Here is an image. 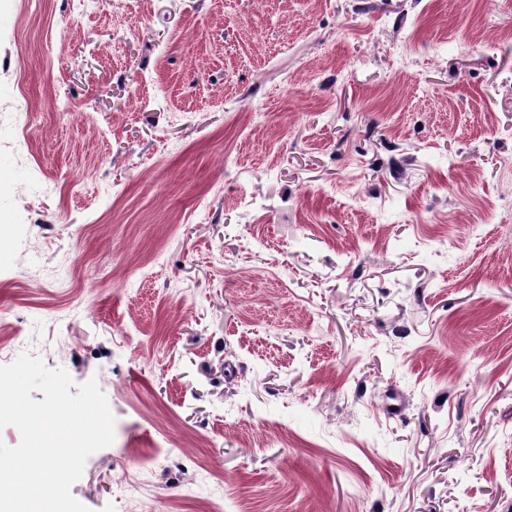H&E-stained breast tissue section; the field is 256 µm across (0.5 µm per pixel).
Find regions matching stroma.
Segmentation results:
<instances>
[{"label":"stroma","instance_id":"1","mask_svg":"<svg viewBox=\"0 0 512 512\" xmlns=\"http://www.w3.org/2000/svg\"><path fill=\"white\" fill-rule=\"evenodd\" d=\"M0 325L90 512H512V0H0Z\"/></svg>","mask_w":512,"mask_h":512}]
</instances>
